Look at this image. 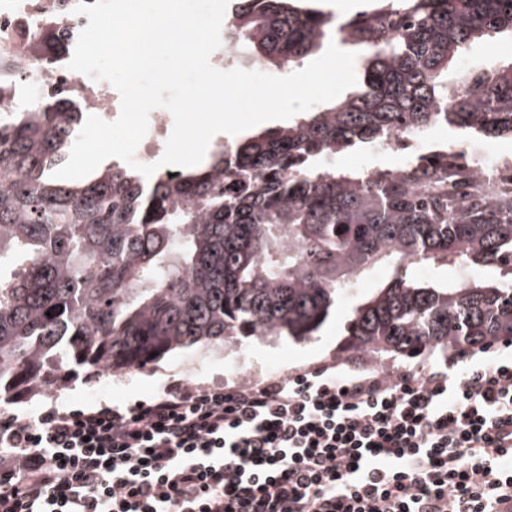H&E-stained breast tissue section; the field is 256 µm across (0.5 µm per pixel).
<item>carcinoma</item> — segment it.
<instances>
[{
    "mask_svg": "<svg viewBox=\"0 0 512 512\" xmlns=\"http://www.w3.org/2000/svg\"><path fill=\"white\" fill-rule=\"evenodd\" d=\"M379 2L336 21L240 0L225 43L288 69L336 39L362 51L358 82L191 171L146 180L113 164L67 183L52 174L82 126L76 103L42 98L0 118V399L197 344L309 340L383 260L394 276L354 307L346 351L412 358L512 338V192H463L440 156L371 179L325 163L400 129L512 138V62L448 85L472 44L512 35V0ZM438 262L495 281L448 286L409 270Z\"/></svg>",
    "mask_w": 512,
    "mask_h": 512,
    "instance_id": "carcinoma-1",
    "label": "carcinoma"
}]
</instances>
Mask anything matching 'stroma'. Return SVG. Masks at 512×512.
I'll list each match as a JSON object with an SVG mask.
<instances>
[{
	"label": "stroma",
	"mask_w": 512,
	"mask_h": 512,
	"mask_svg": "<svg viewBox=\"0 0 512 512\" xmlns=\"http://www.w3.org/2000/svg\"><path fill=\"white\" fill-rule=\"evenodd\" d=\"M392 273V263L383 262L361 275L352 295L337 302L317 336L311 340L296 342L272 336L256 342L249 338L239 345L181 349L133 370L82 371L68 383L52 389L50 394L32 393L14 397L5 409L19 416L31 415L37 413L50 396L70 407L86 406L101 400L128 405L159 394L170 384H233L270 373L286 374L331 359L353 362L369 371L380 367L421 372L437 368L444 359L436 353L422 359L388 356L377 361L341 350L347 335L346 324L356 304L373 289L390 280Z\"/></svg>",
	"instance_id": "stroma-1"
}]
</instances>
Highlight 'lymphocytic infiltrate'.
I'll return each mask as SVG.
<instances>
[{"mask_svg": "<svg viewBox=\"0 0 512 512\" xmlns=\"http://www.w3.org/2000/svg\"><path fill=\"white\" fill-rule=\"evenodd\" d=\"M0 414V512H501L512 352Z\"/></svg>", "mask_w": 512, "mask_h": 512, "instance_id": "1", "label": "lymphocytic infiltrate"}]
</instances>
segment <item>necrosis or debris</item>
<instances>
[{
  "instance_id": "obj_1",
  "label": "necrosis or debris",
  "mask_w": 512,
  "mask_h": 512,
  "mask_svg": "<svg viewBox=\"0 0 512 512\" xmlns=\"http://www.w3.org/2000/svg\"><path fill=\"white\" fill-rule=\"evenodd\" d=\"M81 1L88 5L95 2L0 0V83L13 88L12 97L0 101V112L19 111L49 88L61 93L63 99L79 104L83 111L107 121L116 120L120 111L117 90L68 67L78 35L89 23L87 16L74 12ZM44 31L52 32L63 46L61 52L50 55L46 67L32 58L37 36ZM444 153L463 168L469 184L512 188V161L502 157L492 144L486 142L479 146L471 137L445 144L428 132L395 131L383 144L369 147L371 161L363 170L367 177H374L382 156L398 158L400 166L405 167Z\"/></svg>"
}]
</instances>
